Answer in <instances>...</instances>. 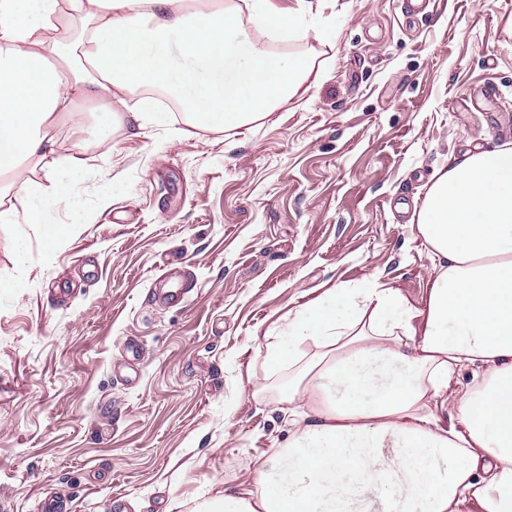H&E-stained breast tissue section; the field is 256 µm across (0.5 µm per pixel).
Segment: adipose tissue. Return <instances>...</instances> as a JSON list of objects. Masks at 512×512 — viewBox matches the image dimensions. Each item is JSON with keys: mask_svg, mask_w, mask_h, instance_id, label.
Wrapping results in <instances>:
<instances>
[{"mask_svg": "<svg viewBox=\"0 0 512 512\" xmlns=\"http://www.w3.org/2000/svg\"><path fill=\"white\" fill-rule=\"evenodd\" d=\"M311 0H0V200L22 167L47 165L54 129H85L84 104L119 125L160 114L115 113L142 88L196 89L194 126L241 128L306 94L311 60L257 46L269 32L326 42ZM84 20V66L51 34ZM177 35L192 67L173 70ZM212 74L200 82L197 66ZM84 159L51 185L28 182V205L0 224H32L59 241L56 205ZM434 262L423 307L379 277L332 288L289 315L273 366H289L281 398L289 437L271 468L207 512H512V148L481 150L441 173L418 215ZM315 346L306 354L305 346ZM471 371L464 389L455 376ZM446 460L440 469L438 460Z\"/></svg>", "mask_w": 512, "mask_h": 512, "instance_id": "adipose-tissue-1", "label": "adipose tissue"}]
</instances>
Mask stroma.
<instances>
[{
    "instance_id": "stroma-1",
    "label": "stroma",
    "mask_w": 512,
    "mask_h": 512,
    "mask_svg": "<svg viewBox=\"0 0 512 512\" xmlns=\"http://www.w3.org/2000/svg\"><path fill=\"white\" fill-rule=\"evenodd\" d=\"M321 17L330 43L260 38L319 72L268 118L207 130L159 103L135 137L101 113L62 126L57 159L87 160L85 222L60 202L51 255L0 224V512H199L287 436L266 346L289 311L375 274L422 304L432 180L512 145V0L413 17L326 0ZM168 266L191 282L177 304L153 295Z\"/></svg>"
}]
</instances>
